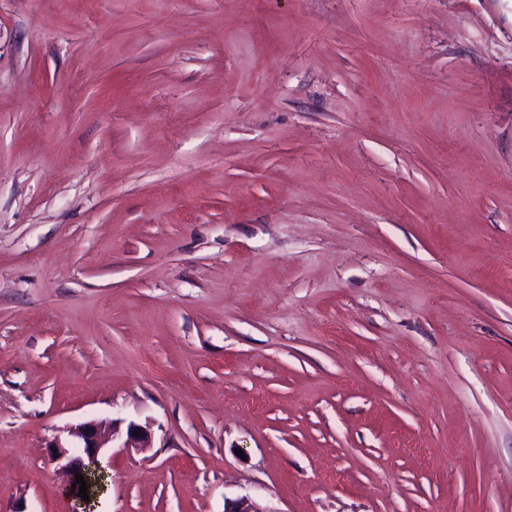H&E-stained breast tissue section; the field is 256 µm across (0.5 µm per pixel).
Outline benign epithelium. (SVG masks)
I'll return each mask as SVG.
<instances>
[{
	"instance_id": "obj_1",
	"label": "benign epithelium",
	"mask_w": 512,
	"mask_h": 512,
	"mask_svg": "<svg viewBox=\"0 0 512 512\" xmlns=\"http://www.w3.org/2000/svg\"><path fill=\"white\" fill-rule=\"evenodd\" d=\"M140 431V435H134V431ZM75 436L80 440V454L69 455L66 445L60 439H55L53 459L63 463V467L74 474H81L84 478L93 475L103 478L109 477V473L101 464L100 455L105 449L106 441H112L114 448H149L151 447V432L149 427L136 423H130L126 434L120 435L117 429H112L110 438H105L100 423L90 420L79 425ZM224 512H257L249 497L241 496L224 501Z\"/></svg>"
}]
</instances>
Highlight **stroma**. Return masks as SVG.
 I'll return each mask as SVG.
<instances>
[{
  "mask_svg": "<svg viewBox=\"0 0 512 512\" xmlns=\"http://www.w3.org/2000/svg\"><path fill=\"white\" fill-rule=\"evenodd\" d=\"M512 512V0H0V512ZM76 429L77 431L74 434L80 440L79 446L68 447L63 444L59 438H56L50 447L55 448L53 459L59 462L64 461L63 467L74 473L73 483H76V475L78 474H82L85 481H87L92 474L97 477L101 476L104 479L110 477L99 459L102 451L107 448L105 445L109 441H112L111 448H147L151 446V432L149 427L133 422L128 425L125 437H123L119 434V431H117L114 421H112V431L107 441L104 436L105 431H102L100 423L94 420L86 421L80 424ZM135 430L140 431L139 436L134 435ZM66 448L82 449L80 450V455L70 456ZM72 485L62 491L70 494L74 499V510H78L79 506H81L80 508L83 509L82 512L93 511V505H95L93 493L89 492L87 489L88 495H90V501H84L79 497L80 484L76 483L75 489H72Z\"/></svg>",
  "mask_w": 512,
  "mask_h": 512,
  "instance_id": "obj_1",
  "label": "stroma"
}]
</instances>
